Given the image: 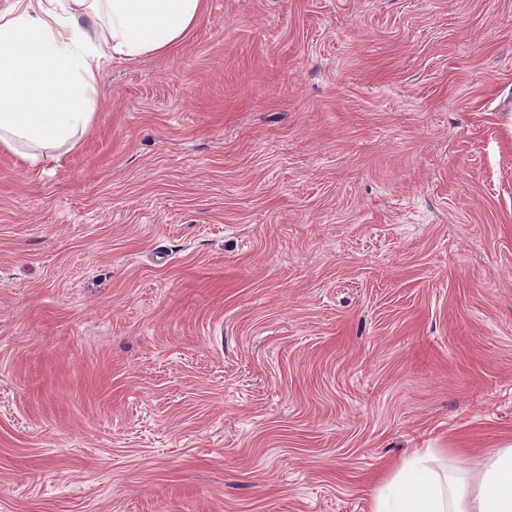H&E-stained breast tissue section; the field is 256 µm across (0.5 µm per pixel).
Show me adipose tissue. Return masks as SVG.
Instances as JSON below:
<instances>
[{
    "instance_id": "ef3b65f1",
    "label": "adipose tissue",
    "mask_w": 512,
    "mask_h": 512,
    "mask_svg": "<svg viewBox=\"0 0 512 512\" xmlns=\"http://www.w3.org/2000/svg\"><path fill=\"white\" fill-rule=\"evenodd\" d=\"M205 0H10L0 9V147L34 166L92 124L104 58L168 52ZM371 512H512V443L475 470L417 450L377 484Z\"/></svg>"
}]
</instances>
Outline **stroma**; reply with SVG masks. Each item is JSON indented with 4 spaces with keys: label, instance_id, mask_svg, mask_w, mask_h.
<instances>
[{
    "label": "stroma",
    "instance_id": "35a3bbf8",
    "mask_svg": "<svg viewBox=\"0 0 512 512\" xmlns=\"http://www.w3.org/2000/svg\"><path fill=\"white\" fill-rule=\"evenodd\" d=\"M512 442V0H206L0 148V512H370Z\"/></svg>",
    "mask_w": 512,
    "mask_h": 512
}]
</instances>
